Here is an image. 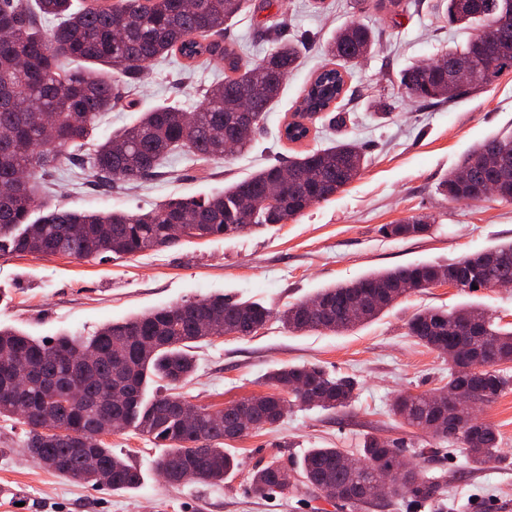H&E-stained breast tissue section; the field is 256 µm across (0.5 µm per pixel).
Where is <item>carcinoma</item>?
<instances>
[{"instance_id":"cac0c4a2","label":"carcinoma","mask_w":512,"mask_h":512,"mask_svg":"<svg viewBox=\"0 0 512 512\" xmlns=\"http://www.w3.org/2000/svg\"><path fill=\"white\" fill-rule=\"evenodd\" d=\"M250 0H0V258L13 254L69 255L105 260L168 247L171 224H194L196 239L234 237L242 229L283 224L309 205L329 200L354 181L367 165L365 155L349 141H338L292 157L288 168L298 173L282 184L276 204L268 188L280 180L273 165L205 197L170 199L146 213L78 212L60 206L46 209L38 220L32 213L43 207L38 183L63 165L71 164L93 178L97 187L112 180L136 182L160 175L167 158L181 150L194 159H224L226 115L240 111L242 101L253 128H259L278 100L288 75L296 67L302 43L276 42L268 55L249 65L240 63L222 45L224 26ZM449 17L460 25L478 24L461 50L435 62H420L401 77L407 95L416 102L451 101L478 93L503 71L512 70V52L486 57L498 34L512 35V0H448ZM377 34L360 24L340 29L327 43L333 60L353 63L369 54ZM178 55L191 63L224 62L232 75L207 87L195 112L165 104L144 112L138 121L103 140L96 138L98 120L119 97L106 67L126 87L141 83L155 61ZM76 67L65 69L61 60ZM461 59L482 64L474 82L448 85L443 68ZM345 84L344 73L327 64L303 91L297 111L303 122L286 134L290 142L308 138L312 121L335 103ZM54 118L55 143L43 137V115ZM451 202H479L493 194L512 201V135H493L476 143L440 183ZM431 229L423 218L388 224L389 238L423 236ZM448 276L462 291L495 287L512 281V242L465 255L448 264L416 263L368 273L350 283L327 286L316 293L322 307L309 311L306 302L288 305L279 320L293 332L342 333L366 324L392 308L413 290ZM273 312L256 301H226L224 297L185 299L134 317L102 325L90 336L61 334L38 340L23 331L0 328V417H13L25 426L23 453L45 469L76 482L106 486L115 491L134 489L140 474L127 459L112 453L100 432L108 425L118 432L127 427L166 443L156 461L169 481L193 470L200 480L222 483L236 473L239 460L224 441L276 426L288 400L308 408L341 411L350 406L356 381L332 377L311 364L284 365L267 380L280 393L269 394L241 409L238 402L213 410L196 407L188 422L183 409L193 407L175 389L196 370L190 349L194 344L228 331L253 336L272 319ZM471 330L470 359L459 350L460 333ZM409 334L448 359V384L454 392L442 423L424 394L405 393L392 411L403 423L434 441L452 439L480 467L497 457L495 427L473 418L469 402L482 397L490 403L512 389V378L495 366L512 362V328L480 308L419 311L408 323ZM92 353L93 359L75 372L57 353ZM150 379L165 383L168 393L146 403L142 391ZM53 415L64 432L47 435L37 430L39 415ZM364 466L343 464L339 448H312L297 471L313 487L336 491L358 505L371 500L368 479L389 471L398 459L389 441L367 436L360 451ZM250 484L257 494L288 488V466L273 456L253 471ZM439 485L415 470L411 480L393 482L387 494L434 497Z\"/></svg>"}]
</instances>
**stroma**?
<instances>
[{"label":"stroma","instance_id":"stroma-1","mask_svg":"<svg viewBox=\"0 0 512 512\" xmlns=\"http://www.w3.org/2000/svg\"><path fill=\"white\" fill-rule=\"evenodd\" d=\"M360 22L374 28L371 55L348 70L347 91L320 113L309 137L286 140L283 128L307 83L328 63L325 45L335 31ZM305 41L299 67L278 102L253 134L249 152L224 163H202L175 153L161 176L137 183L116 181L102 191L79 168L56 172L48 199L76 211L146 212L167 199L202 196L271 164L347 139L363 149L368 165L329 201L314 204L287 223L231 238L181 241L156 251L107 261L24 254L0 258V324L49 339L90 335L104 323L170 306L190 297L252 299L278 311L318 289L411 263H446L497 243L512 241V202L489 197L451 202L438 187L477 142L512 127V72L480 93L452 102L417 103L400 86L402 71L418 60L463 45L468 34L449 22L444 0H419L387 13L372 0H251L249 12L224 32L225 46L257 61L273 39ZM215 66L166 59L152 65L145 82L123 93L98 126L99 137L132 124L163 103L191 112L207 86L223 79ZM430 217L429 235L394 240L383 225ZM466 305L512 323V287L463 292L423 288L377 319L354 330L292 333L271 319L255 335H224L198 343L196 371L183 386L191 403L223 407L271 393L268 372L285 365L316 364L331 375L357 381L351 406L339 412L289 406L276 429L231 441L239 473L223 485L173 484L158 475L163 443L129 428L106 436L113 453L141 473L138 489L116 492L57 477L20 452L25 428L0 417V485L13 487L0 512H512V391L481 406L480 419L500 440L497 460L469 464L456 443L418 455L421 431L401 424L392 410L404 391L432 392L448 382V361L410 336L407 324L427 308ZM395 440L400 457L443 485L441 504L411 498H378L354 506L291 474L285 491L253 492L248 473L270 456L295 466L311 448H339L358 456L364 437Z\"/></svg>","mask_w":512,"mask_h":512}]
</instances>
